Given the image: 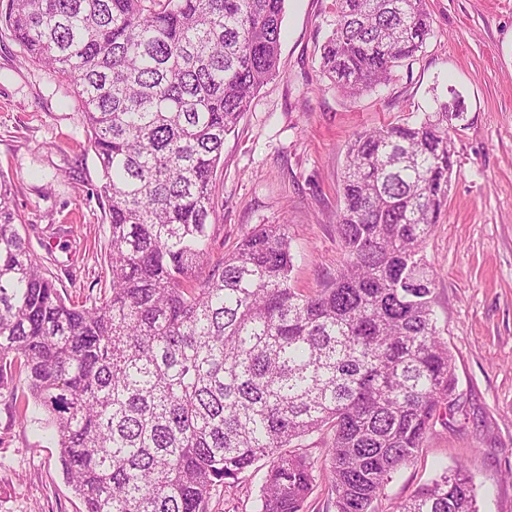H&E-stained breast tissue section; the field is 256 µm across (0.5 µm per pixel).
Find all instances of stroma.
I'll return each mask as SVG.
<instances>
[{
    "label": "stroma",
    "instance_id": "obj_1",
    "mask_svg": "<svg viewBox=\"0 0 512 512\" xmlns=\"http://www.w3.org/2000/svg\"><path fill=\"white\" fill-rule=\"evenodd\" d=\"M334 0H286L279 73L224 139L213 258L259 224L288 227L296 288L324 287L343 250L336 215L346 150L362 132L412 125L454 90L464 102L448 207L427 239L437 328L455 358L462 410L436 423L389 484L382 512L438 465L467 464L480 512H512V0H427L431 34L391 80L357 97L320 71ZM0 172L16 188L21 233L64 297L98 298L110 277L109 216L96 152L72 85L34 64L0 26ZM262 474L216 492L209 512H254ZM0 512H84L48 432L0 395Z\"/></svg>",
    "mask_w": 512,
    "mask_h": 512
}]
</instances>
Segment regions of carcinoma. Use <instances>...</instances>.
<instances>
[{
	"label": "carcinoma",
	"instance_id": "cac0c4a2",
	"mask_svg": "<svg viewBox=\"0 0 512 512\" xmlns=\"http://www.w3.org/2000/svg\"><path fill=\"white\" fill-rule=\"evenodd\" d=\"M285 0H6L0 23L80 99L109 214L110 280L64 299L0 173V389L24 379L84 512H207L267 460L255 512H379L393 475L461 411L425 243L448 204L455 92L346 152L341 267L291 284L287 225L210 263L224 138L277 75ZM426 0H334L321 70L388 83L430 35ZM328 436L324 465L295 447ZM392 512H479L464 464Z\"/></svg>",
	"mask_w": 512,
	"mask_h": 512
}]
</instances>
